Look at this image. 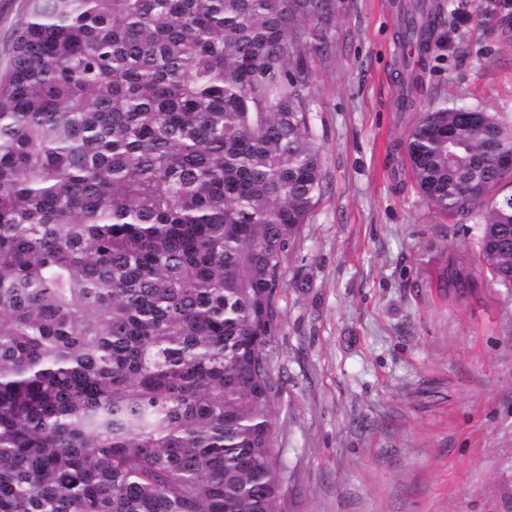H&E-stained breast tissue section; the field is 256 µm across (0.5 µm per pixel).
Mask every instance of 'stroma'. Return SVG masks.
<instances>
[{
  "instance_id": "obj_1",
  "label": "stroma",
  "mask_w": 512,
  "mask_h": 512,
  "mask_svg": "<svg viewBox=\"0 0 512 512\" xmlns=\"http://www.w3.org/2000/svg\"><path fill=\"white\" fill-rule=\"evenodd\" d=\"M439 2L418 107L512 127V0ZM334 3L331 53L308 61L326 190L284 255L267 346L286 512H512V291L477 270L474 224L413 184L399 0Z\"/></svg>"
}]
</instances>
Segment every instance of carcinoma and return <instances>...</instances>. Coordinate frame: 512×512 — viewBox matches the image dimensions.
I'll return each mask as SVG.
<instances>
[{
  "mask_svg": "<svg viewBox=\"0 0 512 512\" xmlns=\"http://www.w3.org/2000/svg\"><path fill=\"white\" fill-rule=\"evenodd\" d=\"M332 0H26L0 76V512H284L282 259L324 194L312 53ZM441 6L404 0L398 106ZM512 149L419 110L430 207L512 290Z\"/></svg>",
  "mask_w": 512,
  "mask_h": 512,
  "instance_id": "carcinoma-1",
  "label": "carcinoma"
}]
</instances>
